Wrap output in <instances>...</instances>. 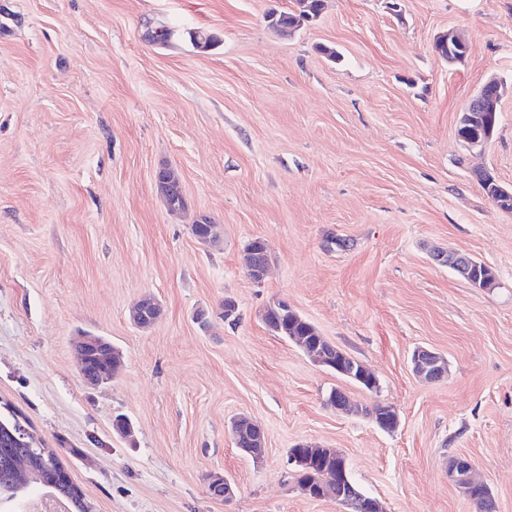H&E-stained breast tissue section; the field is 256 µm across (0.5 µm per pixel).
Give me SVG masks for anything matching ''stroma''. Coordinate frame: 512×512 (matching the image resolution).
I'll use <instances>...</instances> for the list:
<instances>
[{
  "instance_id": "obj_1",
  "label": "stroma",
  "mask_w": 512,
  "mask_h": 512,
  "mask_svg": "<svg viewBox=\"0 0 512 512\" xmlns=\"http://www.w3.org/2000/svg\"><path fill=\"white\" fill-rule=\"evenodd\" d=\"M294 7L0 0V400L94 512H344L296 488L287 459L306 443L339 451L382 512H474L448 481L458 455L512 512V211L476 176L512 188V93L483 151L457 134L490 76L512 84V0H325L292 33L268 25ZM161 24L165 48L145 38ZM194 30L215 46L196 49ZM450 30L467 45L454 65L433 50ZM165 165L185 212L157 193ZM199 213L219 246L192 235ZM257 238L259 283L242 260ZM451 251L495 287L438 261ZM146 295L162 312L145 330L129 310ZM282 300L378 390L271 332L263 313ZM83 333L122 354L106 384L79 374ZM419 347L446 359L441 380L414 374ZM334 388L392 406L398 427L336 412ZM242 415L266 431L261 460L231 439ZM213 473L231 500L210 495ZM467 263H470V260L466 255L456 253L452 256H448V264L452 267L453 270L457 272H461V268H464V266ZM489 273H491L494 276L493 272L489 267L476 261L475 259L470 263L469 277L473 283L482 279L485 275Z\"/></svg>"
}]
</instances>
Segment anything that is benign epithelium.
<instances>
[{"instance_id":"1","label":"benign epithelium","mask_w":512,"mask_h":512,"mask_svg":"<svg viewBox=\"0 0 512 512\" xmlns=\"http://www.w3.org/2000/svg\"><path fill=\"white\" fill-rule=\"evenodd\" d=\"M505 93L504 86L497 78H490L469 106L461 113L459 126L476 128L484 124L489 112L498 111V104ZM306 353L320 366L351 382H362L377 389L378 380L374 374L357 360L346 355L335 345L322 339L304 347ZM412 370L415 375L429 381H437L447 373L445 359L437 352L427 348H417L411 355ZM369 414L377 426L386 431L394 430L398 425V415L390 405L377 403ZM230 434L235 446L245 455L259 460L265 452V431L251 420L238 417L231 422ZM307 451L301 455H290L289 463L293 467L310 466L320 460L336 462V478L317 488L310 485L301 488V492L313 499L331 497L339 502L345 512H380L377 501L363 494L347 473L345 458L333 448H321L305 445ZM448 481L460 494L470 501L478 512L494 510L488 486L477 480L473 461L465 456H455L448 465Z\"/></svg>"}]
</instances>
